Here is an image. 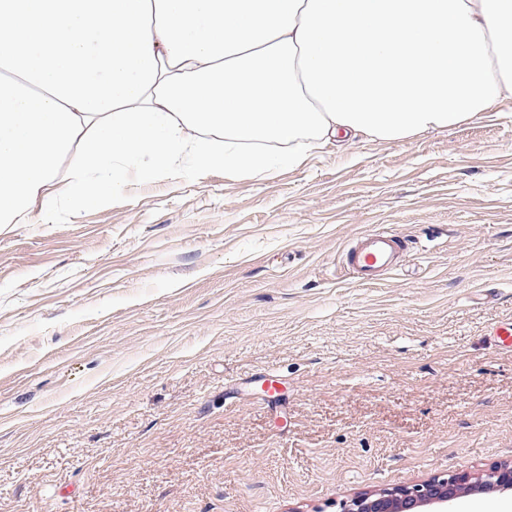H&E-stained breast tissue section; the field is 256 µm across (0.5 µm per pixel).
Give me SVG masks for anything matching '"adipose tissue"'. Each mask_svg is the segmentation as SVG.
Returning <instances> with one entry per match:
<instances>
[{
  "label": "adipose tissue",
  "mask_w": 512,
  "mask_h": 512,
  "mask_svg": "<svg viewBox=\"0 0 512 512\" xmlns=\"http://www.w3.org/2000/svg\"><path fill=\"white\" fill-rule=\"evenodd\" d=\"M512 101V0H0V224Z\"/></svg>",
  "instance_id": "1"
}]
</instances>
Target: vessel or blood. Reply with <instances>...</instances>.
Segmentation results:
<instances>
[{"mask_svg":"<svg viewBox=\"0 0 512 512\" xmlns=\"http://www.w3.org/2000/svg\"><path fill=\"white\" fill-rule=\"evenodd\" d=\"M404 249V241L397 233L376 228L357 239L347 250L344 262L355 279L374 283L396 266Z\"/></svg>","mask_w":512,"mask_h":512,"instance_id":"1","label":"vessel or blood"}]
</instances>
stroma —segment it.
<instances>
[{
  "label": "stroma",
  "mask_w": 512,
  "mask_h": 512,
  "mask_svg": "<svg viewBox=\"0 0 512 512\" xmlns=\"http://www.w3.org/2000/svg\"><path fill=\"white\" fill-rule=\"evenodd\" d=\"M129 180L0 225V512H337L512 461V103ZM376 227L407 254L365 284L343 252Z\"/></svg>",
  "instance_id": "stroma-1"
}]
</instances>
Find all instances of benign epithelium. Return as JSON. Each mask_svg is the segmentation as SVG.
Here are the masks:
<instances>
[{
	"mask_svg": "<svg viewBox=\"0 0 512 512\" xmlns=\"http://www.w3.org/2000/svg\"><path fill=\"white\" fill-rule=\"evenodd\" d=\"M512 496V461L495 464L480 483L467 473L436 476L421 483L389 488L375 495L360 494L340 503V512H448L466 491Z\"/></svg>",
	"mask_w": 512,
	"mask_h": 512,
	"instance_id": "7a95c632",
	"label": "benign epithelium"
}]
</instances>
